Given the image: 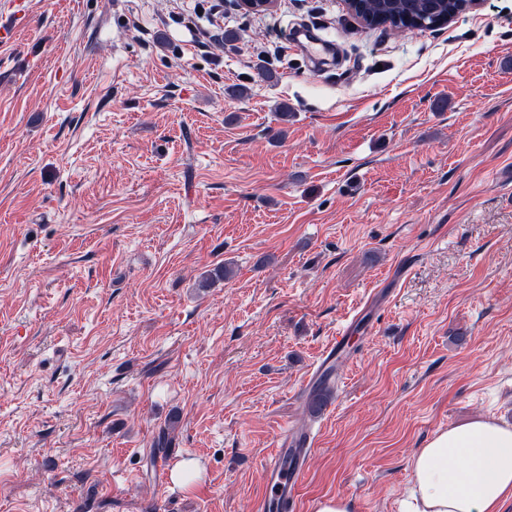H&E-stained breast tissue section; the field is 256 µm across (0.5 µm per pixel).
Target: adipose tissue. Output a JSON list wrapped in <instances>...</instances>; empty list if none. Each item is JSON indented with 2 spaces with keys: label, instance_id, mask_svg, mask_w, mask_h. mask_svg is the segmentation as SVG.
<instances>
[{
  "label": "adipose tissue",
  "instance_id": "ef3b65f1",
  "mask_svg": "<svg viewBox=\"0 0 512 512\" xmlns=\"http://www.w3.org/2000/svg\"><path fill=\"white\" fill-rule=\"evenodd\" d=\"M411 470L405 512H502L512 501V428L477 419L441 430Z\"/></svg>",
  "mask_w": 512,
  "mask_h": 512
}]
</instances>
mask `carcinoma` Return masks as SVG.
<instances>
[{"label":"carcinoma","instance_id":"cac0c4a2","mask_svg":"<svg viewBox=\"0 0 512 512\" xmlns=\"http://www.w3.org/2000/svg\"><path fill=\"white\" fill-rule=\"evenodd\" d=\"M361 17L367 27H399L407 18L420 21L419 28L440 26L439 17L453 16L461 12L460 0H363ZM172 443L168 430H161L151 451L156 462L168 454Z\"/></svg>","mask_w":512,"mask_h":512}]
</instances>
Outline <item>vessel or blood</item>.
I'll list each match as a JSON object with an SVG mask.
<instances>
[{"label":"vessel or blood","instance_id":"1","mask_svg":"<svg viewBox=\"0 0 512 512\" xmlns=\"http://www.w3.org/2000/svg\"><path fill=\"white\" fill-rule=\"evenodd\" d=\"M349 343L348 336L337 334L325 348L319 362L309 371L305 389H313ZM315 439L299 427L290 425L278 434L274 449L264 465L265 492L255 512H295L296 487L306 469Z\"/></svg>","mask_w":512,"mask_h":512}]
</instances>
